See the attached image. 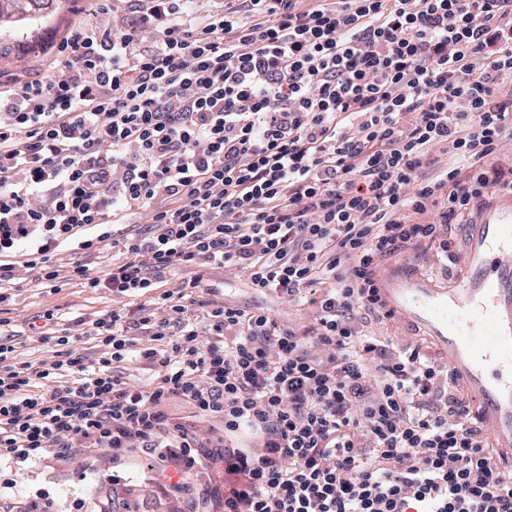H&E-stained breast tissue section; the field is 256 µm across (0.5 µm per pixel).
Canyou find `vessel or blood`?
Listing matches in <instances>:
<instances>
[{"instance_id": "1", "label": "vessel or blood", "mask_w": 512, "mask_h": 512, "mask_svg": "<svg viewBox=\"0 0 512 512\" xmlns=\"http://www.w3.org/2000/svg\"><path fill=\"white\" fill-rule=\"evenodd\" d=\"M466 232L463 272L451 284L391 261L379 292L447 357L496 448L512 455V193L479 208Z\"/></svg>"}]
</instances>
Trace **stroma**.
<instances>
[{"label":"stroma","mask_w":512,"mask_h":512,"mask_svg":"<svg viewBox=\"0 0 512 512\" xmlns=\"http://www.w3.org/2000/svg\"><path fill=\"white\" fill-rule=\"evenodd\" d=\"M134 0H112L111 10H102L98 0L63 4L50 15L44 33L52 40L48 50H35L20 57L0 58V83L48 78L57 67L59 46L79 31L120 30L134 18ZM54 261L59 271L55 287H47L25 269H18L13 296L0 305V332L16 335L18 361L42 366L51 360L50 347L28 333V322L45 310L55 309L68 318L91 320L110 309L123 307L121 298L108 290L91 291L69 276L70 254L60 251ZM211 285L209 295L217 304H230L269 312L278 322L297 326L310 324L308 308L288 305L284 299L248 288L232 268H214L205 273ZM154 458L145 454L112 456L107 453L76 452L68 459L49 458L29 464L11 474L14 488L0 491V512H27L30 501H38L42 512H193L191 499L208 500L224 492V458L216 453L208 469L195 478L192 494L158 485L154 479Z\"/></svg>","instance_id":"obj_1"}]
</instances>
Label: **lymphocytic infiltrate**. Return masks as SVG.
Segmentation results:
<instances>
[{
    "label": "lymphocytic infiltrate",
    "instance_id": "f902f5d3",
    "mask_svg": "<svg viewBox=\"0 0 512 512\" xmlns=\"http://www.w3.org/2000/svg\"><path fill=\"white\" fill-rule=\"evenodd\" d=\"M116 33L63 44L49 80L0 90V304L16 265L137 301L0 337V471L73 450L155 458L179 491L206 466L191 425L223 427L238 479L219 512H512V480L454 373L389 353L357 315L391 320L381 261L438 245L484 198L512 138V0H143ZM156 31L140 47V32ZM448 155L440 164V155ZM148 212L147 229L110 225ZM97 252L95 276L80 254ZM310 307L306 330L203 298L205 270ZM192 277L162 290L168 274ZM149 342L138 345V337ZM99 349L78 352L83 339ZM155 374L116 375L130 356ZM169 412L175 416H184L189 424L195 426V430L200 435V437L205 440H210L213 443H217V437L220 434V429L222 426L218 421L211 422H200L198 420H194L193 418H189L190 414L184 407V405L180 402L179 399H174L169 403Z\"/></svg>",
    "mask_w": 512,
    "mask_h": 512
}]
</instances>
